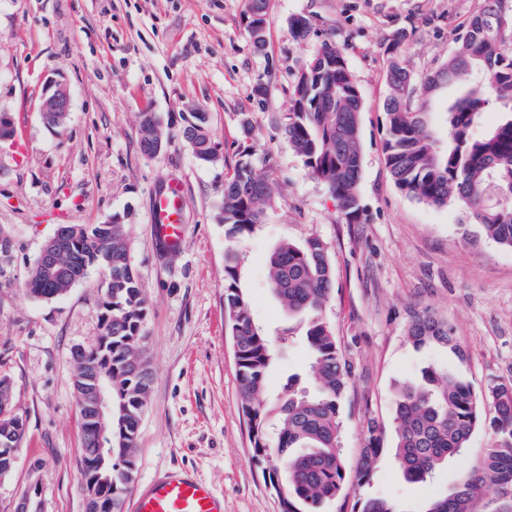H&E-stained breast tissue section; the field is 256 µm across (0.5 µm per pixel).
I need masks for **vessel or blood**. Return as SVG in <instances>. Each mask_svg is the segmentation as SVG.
<instances>
[{
	"label": "vessel or blood",
	"instance_id": "b4317fda",
	"mask_svg": "<svg viewBox=\"0 0 512 512\" xmlns=\"http://www.w3.org/2000/svg\"><path fill=\"white\" fill-rule=\"evenodd\" d=\"M182 196V184L170 182L156 196L149 215L155 238L168 246L182 237ZM132 512H224V496L198 475L172 471L135 491Z\"/></svg>",
	"mask_w": 512,
	"mask_h": 512
}]
</instances>
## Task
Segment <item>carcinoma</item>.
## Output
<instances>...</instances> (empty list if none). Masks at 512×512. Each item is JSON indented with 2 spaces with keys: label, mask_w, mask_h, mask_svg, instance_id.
<instances>
[{
  "label": "carcinoma",
  "mask_w": 512,
  "mask_h": 512,
  "mask_svg": "<svg viewBox=\"0 0 512 512\" xmlns=\"http://www.w3.org/2000/svg\"><path fill=\"white\" fill-rule=\"evenodd\" d=\"M267 0H247L244 15L254 47L266 46ZM300 41L309 40L310 21L290 22ZM445 81L468 82L449 106L448 142L438 139L426 119L425 103L411 107V74L397 62L387 72L383 154L395 185L410 196L435 206L460 201L472 209L474 223L463 228L465 239L492 241L512 249V0H483L482 8L456 37V49L438 69ZM507 102L509 115L476 136L490 96ZM363 97L347 59L336 44L324 40L299 71L283 132L293 151L336 200L351 224L361 211L358 185L363 143L360 114ZM238 129L242 150L224 180L222 212L230 235L250 233L280 195L278 184L257 173L253 161V124L241 114ZM141 151L152 156L162 150L166 136L150 112L139 114ZM183 136L197 159L218 161L204 122L186 127ZM500 203L493 204L490 194ZM61 272L50 279L39 266L28 273L26 290L53 298L70 289L67 270L99 267L105 273L102 298L104 333L96 346L77 355V368L87 363L112 376V457L104 458L101 473L112 477V508L123 512L131 489L128 474L151 372L142 358L148 315L140 279L131 262L130 245L120 217L100 224H65L57 245ZM238 254L224 256V312L236 346L237 381L248 421L254 457L262 464L270 489L282 512H321L323 505L344 490L339 437L340 405L348 370L332 326L322 318L331 299L333 266L328 246L311 235L300 244L283 242L270 254L267 282L290 315L308 318L306 341L309 369L317 387H298L291 376L286 393L275 407L276 423L264 398L266 376L277 357L275 339L252 319L250 303L238 287ZM406 336L419 347L435 343L465 359L448 321L424 311L409 324ZM90 423L82 421L84 480L93 475L96 449L88 442ZM490 429V445L480 461L464 474L456 492L432 498L426 512H470V502L484 485L512 492V379L498 382L478 395L469 382L435 365L399 384L394 395L395 458L406 481L426 480L448 459L469 447L474 432ZM380 426L369 427L361 473L368 475L375 459ZM26 420L9 404L0 403V442L20 448Z\"/></svg>",
  "instance_id": "1"
}]
</instances>
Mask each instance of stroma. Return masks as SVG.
Returning <instances> with one entry per match:
<instances>
[{
  "label": "stroma",
  "instance_id": "stroma-1",
  "mask_svg": "<svg viewBox=\"0 0 512 512\" xmlns=\"http://www.w3.org/2000/svg\"><path fill=\"white\" fill-rule=\"evenodd\" d=\"M482 0H269L266 47L246 27V0H0V114L14 139L0 142V379L26 420L27 439L10 477L0 479V512H85L81 419L74 381L77 355L103 333L104 276L91 269L63 297L26 293L30 268L58 228L120 216L149 312L143 354L152 371L136 439L135 484L183 467L224 494V512H281L252 461L232 342L225 332L224 254L239 255V286L255 322L290 335L267 373L266 395L290 375L312 386L306 321L285 315L272 296L266 261L284 240L311 235L328 245L335 288L323 317L350 364L341 403L343 493L325 512H360L372 498L396 512H424L453 493L488 447L477 429L466 450L426 481L407 482L394 458L393 395L430 364L457 365L437 346L414 348L405 332L427 310L452 323L467 353L462 374L475 392L512 378V249L465 242L466 205L434 206L401 192L382 145L386 73L398 60L414 79L435 72ZM309 19L315 41H335L363 97L358 221L336 201L282 133L295 78L313 46L297 40L292 17ZM64 79L72 108L64 128L38 114L47 78ZM154 113L167 141L143 155L138 115ZM204 113L216 150L199 164L181 136ZM253 122L257 153H272L282 189L245 240L222 221L224 180L238 158V118ZM180 181L183 236L169 249L148 216L157 193ZM383 427L381 454L360 473L368 425Z\"/></svg>",
  "mask_w": 512,
  "mask_h": 512
}]
</instances>
